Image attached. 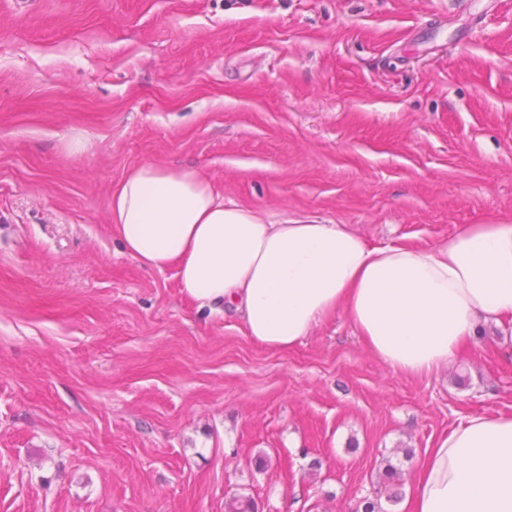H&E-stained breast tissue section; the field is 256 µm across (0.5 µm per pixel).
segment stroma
Masks as SVG:
<instances>
[{
	"mask_svg": "<svg viewBox=\"0 0 512 512\" xmlns=\"http://www.w3.org/2000/svg\"><path fill=\"white\" fill-rule=\"evenodd\" d=\"M142 164L374 245L512 222V0H0V512H406L512 414V324L409 377L346 316L271 350L185 300L112 233Z\"/></svg>",
	"mask_w": 512,
	"mask_h": 512,
	"instance_id": "stroma-1",
	"label": "stroma"
}]
</instances>
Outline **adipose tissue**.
Segmentation results:
<instances>
[{
    "label": "adipose tissue",
    "instance_id": "1",
    "mask_svg": "<svg viewBox=\"0 0 512 512\" xmlns=\"http://www.w3.org/2000/svg\"><path fill=\"white\" fill-rule=\"evenodd\" d=\"M112 232L142 267L174 268L181 293L240 315L264 347H294L344 314L393 370L428 376L512 323V223L465 224L429 247L369 244L349 225L276 219L207 179L158 165L111 191ZM410 512H512V415H473L426 449Z\"/></svg>",
    "mask_w": 512,
    "mask_h": 512
}]
</instances>
